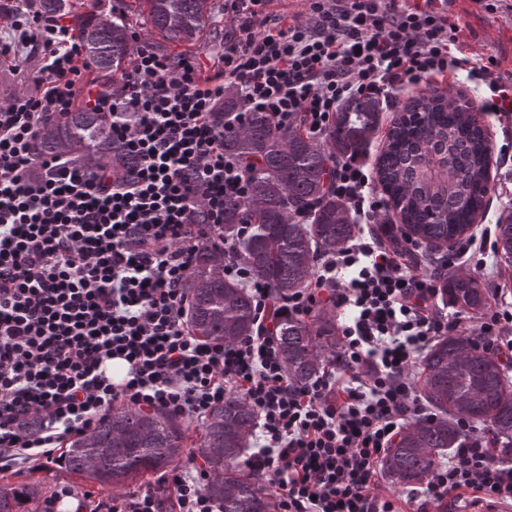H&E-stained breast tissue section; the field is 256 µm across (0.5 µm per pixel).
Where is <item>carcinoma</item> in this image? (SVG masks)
Wrapping results in <instances>:
<instances>
[{
    "mask_svg": "<svg viewBox=\"0 0 512 512\" xmlns=\"http://www.w3.org/2000/svg\"><path fill=\"white\" fill-rule=\"evenodd\" d=\"M213 0H143L147 20L172 42L193 39L211 17ZM79 35L100 84L112 89L130 52V25L107 20L93 8L79 16ZM224 153L247 163L250 193L224 201V238L237 256L275 294L310 287L315 260L346 244L355 231L348 211L328 189L332 163L363 151L379 124L377 104L362 98L347 103L324 135L315 139L299 124L280 128L264 112L246 116L224 104ZM36 149L42 155L73 158L89 168L110 166L122 174L134 165L112 139L110 123L97 112L79 109L48 123ZM492 147L473 108L436 89L417 93L396 117L377 157L382 191L402 229L433 250L456 243L484 209ZM250 227L245 236L241 225ZM495 249L512 262V215L496 227ZM448 304L466 314L488 309V290L479 279L451 275L440 284ZM186 323L205 341H234L254 329V308L245 288L224 279V253L199 247L184 284ZM277 345L289 379L313 383L336 360L335 317L320 311L309 320L291 319L277 330ZM422 398L432 416L408 423L382 460L391 483H423L447 451L459 447L461 421L489 430L497 457L512 462V382L508 367L478 337L451 333L438 337L415 366ZM256 425V415L231 396L204 421L196 454L207 464L205 492L222 512H271L262 478L241 468L240 458ZM187 426L166 411L114 407L93 428L73 437L65 450L69 470L101 487L171 467L180 458ZM38 489L0 491V512H15L20 498Z\"/></svg>",
    "mask_w": 512,
    "mask_h": 512,
    "instance_id": "carcinoma-1",
    "label": "carcinoma"
}]
</instances>
